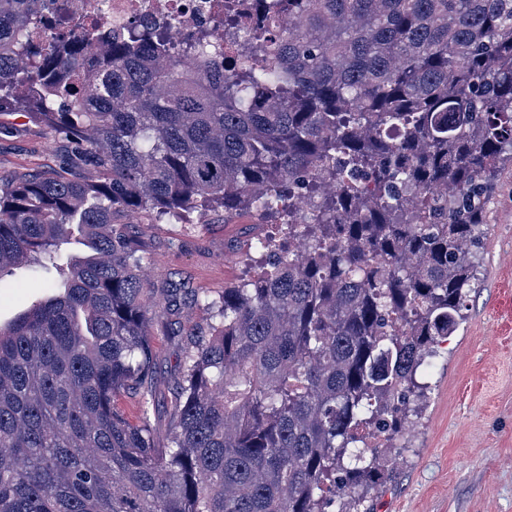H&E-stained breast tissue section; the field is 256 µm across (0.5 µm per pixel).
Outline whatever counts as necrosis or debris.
Segmentation results:
<instances>
[{
  "mask_svg": "<svg viewBox=\"0 0 512 512\" xmlns=\"http://www.w3.org/2000/svg\"><path fill=\"white\" fill-rule=\"evenodd\" d=\"M63 6L72 25L95 26L102 35H123L133 26L164 28L171 42L207 33L224 45L228 59L259 65L253 43L224 22V0H45L41 14L50 5Z\"/></svg>",
  "mask_w": 512,
  "mask_h": 512,
  "instance_id": "obj_1",
  "label": "necrosis or debris"
}]
</instances>
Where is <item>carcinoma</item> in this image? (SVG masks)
I'll list each match as a JSON object with an SVG mask.
<instances>
[{"label": "carcinoma", "instance_id": "1", "mask_svg": "<svg viewBox=\"0 0 512 512\" xmlns=\"http://www.w3.org/2000/svg\"><path fill=\"white\" fill-rule=\"evenodd\" d=\"M36 2L0 0V112L71 152L0 183V282L21 266L58 288L0 324V512H360L512 165V0H254L261 28L225 9L261 67L206 34L42 44ZM216 205L277 225L257 271L151 309L131 219ZM158 326L187 341L161 445Z\"/></svg>", "mask_w": 512, "mask_h": 512}]
</instances>
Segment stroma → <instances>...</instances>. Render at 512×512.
Instances as JSON below:
<instances>
[{"label":"stroma","mask_w":512,"mask_h":512,"mask_svg":"<svg viewBox=\"0 0 512 512\" xmlns=\"http://www.w3.org/2000/svg\"><path fill=\"white\" fill-rule=\"evenodd\" d=\"M12 123L0 135V180H12L38 158L65 165L67 142L44 125L18 117ZM272 229L253 213L228 220L216 208L191 214L186 224L137 221L130 233L148 251L152 284L171 280L219 291L250 274L246 245ZM480 234L476 296L418 377L426 387L423 404L367 503L370 512H512V167L491 196ZM151 346V420L162 437L182 345L160 331Z\"/></svg>","instance_id":"1"}]
</instances>
